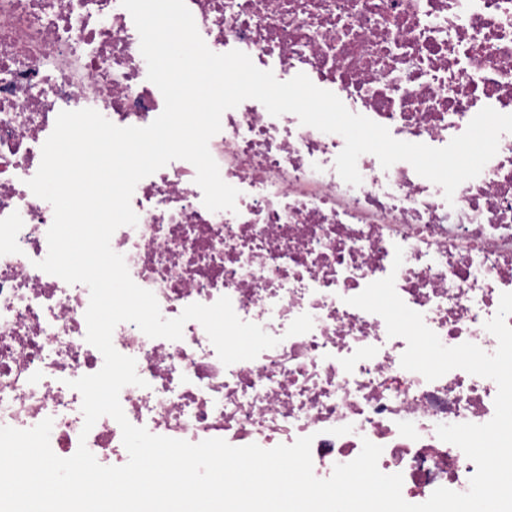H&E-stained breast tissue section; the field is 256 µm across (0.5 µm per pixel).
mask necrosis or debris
I'll list each match as a JSON object with an SVG mask.
<instances>
[{
  "label": "necrosis or debris",
  "instance_id": "obj_1",
  "mask_svg": "<svg viewBox=\"0 0 512 512\" xmlns=\"http://www.w3.org/2000/svg\"><path fill=\"white\" fill-rule=\"evenodd\" d=\"M186 5L213 52L240 50L281 81L306 74L397 140L441 148L483 107L512 114V0ZM84 108L120 127L147 126L164 108L120 0H0V426L49 418L57 456L83 443L101 465L122 466L120 426L104 416L84 430L82 396L69 386L104 363L85 339L90 291L37 268L54 211L27 185L58 113ZM208 147L239 191L235 211H209L195 167L176 159L138 182V223L118 228L111 247L163 317L226 296L279 343L226 366L199 322L176 341L118 324L113 345L145 381L120 392L128 421L237 447L309 435L320 479L367 439L383 448L380 470L402 474L403 496L467 491L476 467L436 428L489 422L496 383L461 369L434 381L405 370L406 341L347 300L394 276L443 345L495 352L484 324L512 292V133L450 200L410 163L385 169L369 153L357 161L361 184H347L335 168L342 136L252 99L223 113ZM304 313L311 331L287 336Z\"/></svg>",
  "mask_w": 512,
  "mask_h": 512
}]
</instances>
